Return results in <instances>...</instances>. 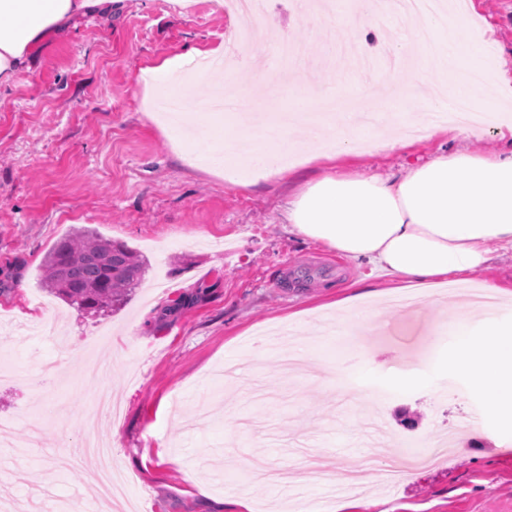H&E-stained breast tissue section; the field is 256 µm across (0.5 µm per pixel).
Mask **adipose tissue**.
<instances>
[{
    "label": "adipose tissue",
    "instance_id": "obj_1",
    "mask_svg": "<svg viewBox=\"0 0 512 512\" xmlns=\"http://www.w3.org/2000/svg\"><path fill=\"white\" fill-rule=\"evenodd\" d=\"M111 8L112 0H0V87L55 30ZM285 216L290 233L373 262L396 289L430 297L442 278L486 270L497 252H512V151H444L389 177L325 172L305 180ZM437 330L455 347L456 370L512 422V328L491 325L476 342L458 319Z\"/></svg>",
    "mask_w": 512,
    "mask_h": 512
}]
</instances>
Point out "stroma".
<instances>
[{
	"label": "stroma",
	"instance_id": "stroma-1",
	"mask_svg": "<svg viewBox=\"0 0 512 512\" xmlns=\"http://www.w3.org/2000/svg\"><path fill=\"white\" fill-rule=\"evenodd\" d=\"M469 40L512 80V0H470ZM234 18L216 0H114L107 15L86 14L47 41L9 86L0 88V353L11 352L15 382H0V420L33 446H0V512H68L77 499L97 504L98 462L70 469L58 458L80 448L98 389L123 405L112 448L120 467L148 493L145 512H329L352 472L361 481L348 512H512V424L490 413L453 368L455 351L435 325L466 318L472 340L487 323L512 326V301L473 304V288L512 291V258L503 257L439 304L406 308L362 303L375 316L367 334L374 359H354L338 303L389 288L374 265L289 233L283 204L291 177L236 186L205 167L199 150L218 139L202 125L198 101L183 103L186 127L203 129L197 145L179 144L143 108L141 71L192 48H217ZM265 29L302 43L305 83L350 72L356 51L342 30L306 21L296 0H265ZM278 44L244 49L248 67L229 77L244 88L247 112L290 97L302 112L325 111V91L303 96L262 81ZM304 83V84H305ZM489 155L512 148L497 127L466 139L447 132L410 139L380 154L337 157V172L398 171L442 150ZM89 230L144 255L147 280L116 313L77 310L41 286L43 260L62 237ZM311 263L325 272L307 288L280 291L285 270ZM412 376L396 387L399 376ZM374 408L345 404L350 387ZM458 425L455 446L434 466L393 489L366 455L389 460L409 440L435 438ZM480 428L481 441L469 437ZM209 488L197 494L195 482Z\"/></svg>",
	"mask_w": 512,
	"mask_h": 512
}]
</instances>
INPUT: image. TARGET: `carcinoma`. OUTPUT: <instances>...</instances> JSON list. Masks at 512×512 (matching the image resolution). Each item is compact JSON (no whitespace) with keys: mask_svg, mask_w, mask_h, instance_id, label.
<instances>
[{"mask_svg":"<svg viewBox=\"0 0 512 512\" xmlns=\"http://www.w3.org/2000/svg\"><path fill=\"white\" fill-rule=\"evenodd\" d=\"M146 269L129 246L85 231L62 238L48 252L42 284L80 310L112 312L142 285Z\"/></svg>","mask_w":512,"mask_h":512,"instance_id":"carcinoma-1","label":"carcinoma"}]
</instances>
